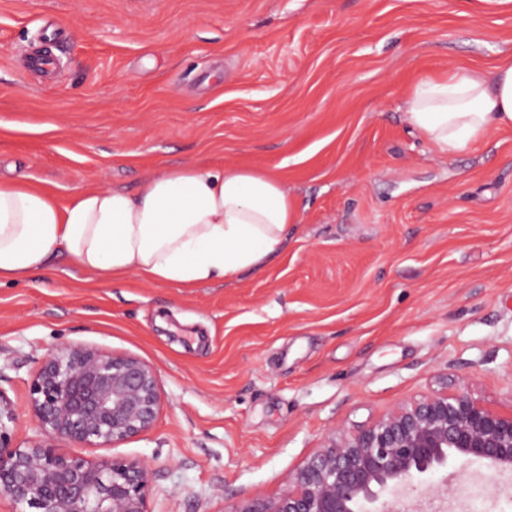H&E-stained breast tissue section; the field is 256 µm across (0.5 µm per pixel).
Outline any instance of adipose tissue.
<instances>
[{
  "instance_id": "1",
  "label": "adipose tissue",
  "mask_w": 512,
  "mask_h": 512,
  "mask_svg": "<svg viewBox=\"0 0 512 512\" xmlns=\"http://www.w3.org/2000/svg\"><path fill=\"white\" fill-rule=\"evenodd\" d=\"M405 120L443 153L512 128V60L487 74L421 79ZM298 221L280 179L250 168L173 167L137 192L85 189L63 205L36 183L0 180V286L60 252L109 283L130 274L185 287L224 282L278 257Z\"/></svg>"
}]
</instances>
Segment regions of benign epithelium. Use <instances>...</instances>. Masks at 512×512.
Instances as JSON below:
<instances>
[{"label": "benign epithelium", "instance_id": "benign-epithelium-1", "mask_svg": "<svg viewBox=\"0 0 512 512\" xmlns=\"http://www.w3.org/2000/svg\"><path fill=\"white\" fill-rule=\"evenodd\" d=\"M30 406L45 444H12L14 409L0 399V495L30 512H148L149 467L96 465L46 445L108 447L150 430L160 396L155 369L131 355L63 346L42 362ZM473 463L512 473V412L495 410L460 379L451 391L400 404L366 426L338 427L288 473V491L233 512H401L387 502L424 475ZM381 506H376V503Z\"/></svg>", "mask_w": 512, "mask_h": 512}]
</instances>
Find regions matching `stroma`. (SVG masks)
<instances>
[{
    "mask_svg": "<svg viewBox=\"0 0 512 512\" xmlns=\"http://www.w3.org/2000/svg\"><path fill=\"white\" fill-rule=\"evenodd\" d=\"M46 48L50 73L26 67ZM512 57V0H0V177L136 192L220 163L280 177L299 212L235 279L106 284L57 258L0 287V396L14 445L65 345L153 366L160 409L101 464L147 461L149 512H233L287 491L335 427L466 379L512 409V129L456 153L404 120L423 77ZM479 465L438 471L416 512H512Z\"/></svg>",
    "mask_w": 512,
    "mask_h": 512,
    "instance_id": "35a3bbf8",
    "label": "stroma"
}]
</instances>
